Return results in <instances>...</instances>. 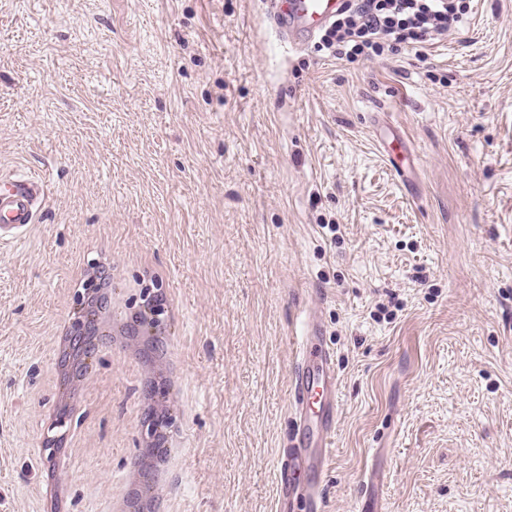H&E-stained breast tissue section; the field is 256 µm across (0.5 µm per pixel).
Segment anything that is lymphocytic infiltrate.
I'll list each match as a JSON object with an SVG mask.
<instances>
[{"label":"lymphocytic infiltrate","instance_id":"lymphocytic-infiltrate-1","mask_svg":"<svg viewBox=\"0 0 512 512\" xmlns=\"http://www.w3.org/2000/svg\"><path fill=\"white\" fill-rule=\"evenodd\" d=\"M472 9L473 0H346L318 47L350 63L404 50L422 57Z\"/></svg>","mask_w":512,"mask_h":512}]
</instances>
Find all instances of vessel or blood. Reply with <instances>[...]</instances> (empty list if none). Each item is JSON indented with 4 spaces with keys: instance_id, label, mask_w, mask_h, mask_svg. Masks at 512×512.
I'll use <instances>...</instances> for the list:
<instances>
[{
    "instance_id": "obj_1",
    "label": "vessel or blood",
    "mask_w": 512,
    "mask_h": 512,
    "mask_svg": "<svg viewBox=\"0 0 512 512\" xmlns=\"http://www.w3.org/2000/svg\"><path fill=\"white\" fill-rule=\"evenodd\" d=\"M345 0H269L271 28L291 51L306 48L343 6ZM379 148L397 173H405L411 154L398 138L381 140ZM43 198V182L33 176L0 180V229L18 230L34 223ZM300 361L293 384L297 423L280 450L277 512H288L294 495H303L310 512H326L323 476L339 409L335 353L317 320H310L299 343Z\"/></svg>"
}]
</instances>
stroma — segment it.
<instances>
[{
    "label": "stroma",
    "instance_id": "obj_1",
    "mask_svg": "<svg viewBox=\"0 0 512 512\" xmlns=\"http://www.w3.org/2000/svg\"><path fill=\"white\" fill-rule=\"evenodd\" d=\"M22 172L47 192L0 243V512L41 510L56 332L104 250L182 305L175 512H276L309 317L340 380L327 512H512V0L355 63L281 49L263 0H0V176ZM134 381L108 350L84 383L76 512H110ZM379 148L383 155L393 163L399 175H403L410 167L411 154L403 140L394 136L390 139H383L379 141Z\"/></svg>",
    "mask_w": 512,
    "mask_h": 512
}]
</instances>
